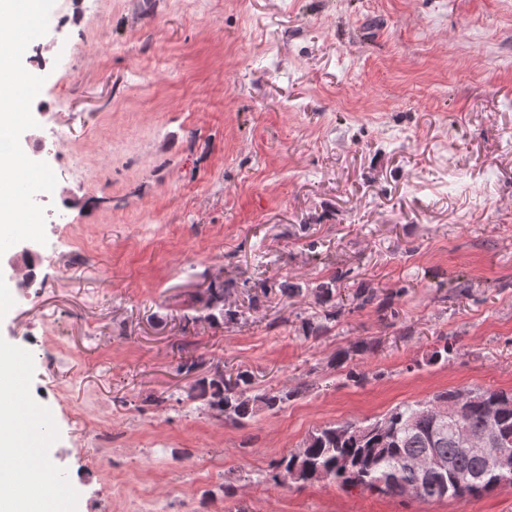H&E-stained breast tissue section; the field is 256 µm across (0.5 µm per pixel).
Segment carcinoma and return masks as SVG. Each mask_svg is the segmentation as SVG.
<instances>
[{
    "mask_svg": "<svg viewBox=\"0 0 512 512\" xmlns=\"http://www.w3.org/2000/svg\"><path fill=\"white\" fill-rule=\"evenodd\" d=\"M235 286L230 280L208 288L203 310L211 322H232L237 311L232 309L226 295ZM282 296L288 299L314 295L318 303L327 304L336 297V277L319 282L285 279L278 284ZM336 318L331 312L323 319H307L302 323L304 336H320L330 331ZM375 350V345L356 341L339 353L341 362ZM302 387L288 389L259 388L253 373L239 370L219 378L209 375L195 381V393L186 396L189 401H203L210 410L224 413V420L244 426L260 411L278 412ZM463 391L444 390L431 399L398 405L381 417L387 424L384 432L370 431L357 435L360 423L346 421L330 424L311 432L302 442L304 451L296 456L288 454L275 461L272 480L277 485L304 487L325 480L342 488L393 495L382 485L390 475L398 486L417 484L423 500L478 497L499 486V475L486 462L463 451L461 431L480 434L487 424L496 426L500 447L512 449V393L496 390H476L468 402H463ZM448 410L452 416L441 418ZM456 460V469L447 475H424L408 463L427 454L431 448Z\"/></svg>",
    "mask_w": 512,
    "mask_h": 512,
    "instance_id": "1",
    "label": "carcinoma"
}]
</instances>
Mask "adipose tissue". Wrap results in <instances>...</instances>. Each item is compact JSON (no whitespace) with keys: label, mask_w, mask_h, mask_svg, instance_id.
I'll use <instances>...</instances> for the list:
<instances>
[{"label":"adipose tissue","mask_w":512,"mask_h":512,"mask_svg":"<svg viewBox=\"0 0 512 512\" xmlns=\"http://www.w3.org/2000/svg\"><path fill=\"white\" fill-rule=\"evenodd\" d=\"M40 10V0H0V64L8 68L6 75L0 77V142L9 140L13 130L26 119L23 85L16 65L28 47L29 21ZM21 162V155L0 151V237L31 236L42 230L34 214L19 210L16 205ZM39 409V401L22 385L17 349L0 346V512H54L56 508L55 499H33L19 491L30 474L43 482L54 480L41 460H34L26 473L15 466L16 460L26 454L24 441L28 432L22 429L21 422L34 420Z\"/></svg>","instance_id":"ef3b65f1"}]
</instances>
